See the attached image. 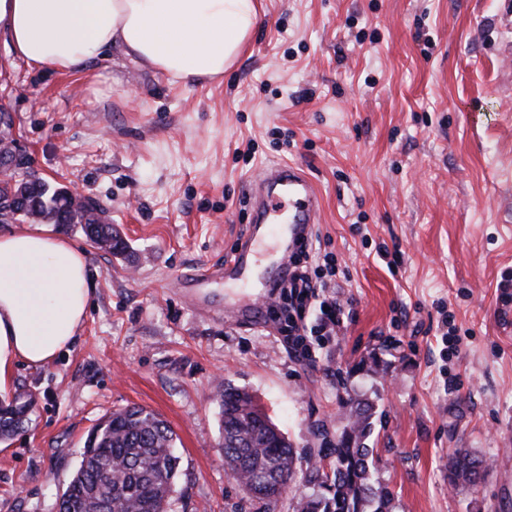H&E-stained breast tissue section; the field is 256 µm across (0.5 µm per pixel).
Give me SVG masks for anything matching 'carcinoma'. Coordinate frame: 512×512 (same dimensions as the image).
<instances>
[{
	"mask_svg": "<svg viewBox=\"0 0 512 512\" xmlns=\"http://www.w3.org/2000/svg\"><path fill=\"white\" fill-rule=\"evenodd\" d=\"M26 195L32 208H18L13 220L36 212L45 224H79L99 248L123 255L128 245L113 241L112 225L103 211L63 210V191L33 173L14 182H0V199ZM221 449L224 466L255 512H278L281 498L297 481L318 490L296 502V512H392V492L374 486L369 459L373 407L360 399L346 401L347 424L336 447L308 453L306 473L295 470L297 452L274 431L271 419L249 392L229 383L219 393ZM28 404L0 405V438L21 429ZM176 434L166 420L142 406L113 411L88 433L78 469L59 497L58 512H167L168 498L178 474ZM325 453L332 458V475L320 474L312 462ZM485 473L482 461L459 454L448 466V484L473 485Z\"/></svg>",
	"mask_w": 512,
	"mask_h": 512,
	"instance_id": "carcinoma-1",
	"label": "carcinoma"
}]
</instances>
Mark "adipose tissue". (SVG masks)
<instances>
[{
	"mask_svg": "<svg viewBox=\"0 0 512 512\" xmlns=\"http://www.w3.org/2000/svg\"><path fill=\"white\" fill-rule=\"evenodd\" d=\"M259 0H0V49L32 69L81 72L112 51L189 83L223 78ZM86 255L45 224L0 235V392L18 364L73 346L90 295Z\"/></svg>",
	"mask_w": 512,
	"mask_h": 512,
	"instance_id": "adipose-tissue-1",
	"label": "adipose tissue"
}]
</instances>
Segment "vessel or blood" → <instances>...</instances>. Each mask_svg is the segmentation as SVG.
I'll use <instances>...</instances> for the list:
<instances>
[{"instance_id": "1", "label": "vessel or blood", "mask_w": 512, "mask_h": 512, "mask_svg": "<svg viewBox=\"0 0 512 512\" xmlns=\"http://www.w3.org/2000/svg\"><path fill=\"white\" fill-rule=\"evenodd\" d=\"M254 222L243 236L240 250L228 257L223 267L206 268L186 276L182 286L197 304L207 297L217 281L248 285L263 245L276 243L287 251L317 223L319 196L305 170L298 165L279 163L263 171L250 195Z\"/></svg>"}]
</instances>
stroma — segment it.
<instances>
[{"label":"stroma","mask_w":512,"mask_h":512,"mask_svg":"<svg viewBox=\"0 0 512 512\" xmlns=\"http://www.w3.org/2000/svg\"><path fill=\"white\" fill-rule=\"evenodd\" d=\"M223 79L174 81L111 54L87 71L0 67V102L40 175L92 198L127 241L87 254L90 300L53 363L15 368L33 399L0 440V512H57L92 427L139 405L177 434L168 512H252L224 468V383L252 393L298 451L332 448L349 398L371 402L375 482L395 512H512V0H261ZM303 167L315 231L340 263L344 323L302 362L268 297L179 280L223 265L265 168ZM456 345L448 350L443 333ZM485 462L448 486V461Z\"/></svg>","instance_id":"obj_1"}]
</instances>
